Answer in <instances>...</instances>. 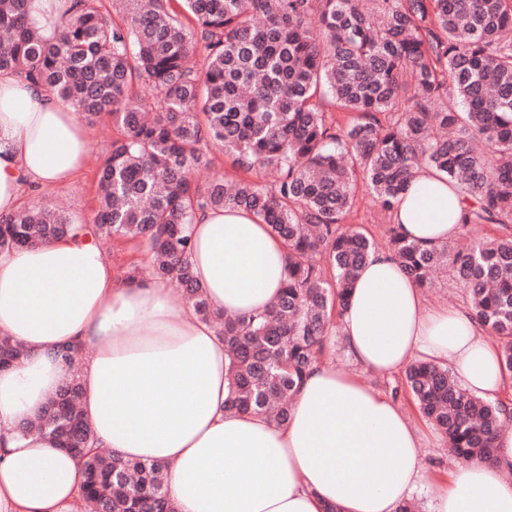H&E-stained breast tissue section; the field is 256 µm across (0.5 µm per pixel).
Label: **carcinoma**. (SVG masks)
I'll use <instances>...</instances> for the list:
<instances>
[{"instance_id":"obj_1","label":"carcinoma","mask_w":512,"mask_h":512,"mask_svg":"<svg viewBox=\"0 0 512 512\" xmlns=\"http://www.w3.org/2000/svg\"><path fill=\"white\" fill-rule=\"evenodd\" d=\"M27 2L0 0V71L49 87L89 121L108 116L118 136L98 169L93 223L49 206L0 214V251L79 232L138 243L154 276L175 282L224 337V409L283 424L376 248L342 229L359 186L389 213L425 165L464 197L462 225L500 235L454 250L410 241L393 224L389 249L421 288L433 268L450 267L512 375V0H114L117 20L96 0H73L52 38ZM198 52L201 67L191 63ZM151 87L163 92L154 102ZM328 99L347 123L328 116ZM216 150L276 180L201 186L194 173ZM227 207L260 217L288 249L287 282L257 320L213 311L188 261L186 225ZM21 355L0 336V371ZM401 390L459 461L493 460L507 404L423 361L406 367ZM80 394L76 378L65 380L30 427L80 453L83 500L96 512H176L164 466L94 447Z\"/></svg>"}]
</instances>
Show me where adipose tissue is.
<instances>
[{
  "label": "adipose tissue",
  "mask_w": 512,
  "mask_h": 512,
  "mask_svg": "<svg viewBox=\"0 0 512 512\" xmlns=\"http://www.w3.org/2000/svg\"><path fill=\"white\" fill-rule=\"evenodd\" d=\"M89 132L54 92L0 71V213L21 189L71 182ZM457 188L416 171L391 219L408 238L443 244L462 224ZM189 263L210 306L248 320L287 277V251L242 209L205 210ZM345 355L383 375L416 360L447 366L458 385L497 398L496 347L466 307L429 306L388 248L372 251L338 320ZM0 336L24 350L0 372V512H83L78 459L21 431L69 374L98 447L168 465L177 512H397L432 484L430 512H512V433L495 461L474 460L429 482L420 451L443 437L413 425L385 393L323 361L304 378L288 422L225 411L224 339L168 281L118 283L102 247L63 237L0 252ZM80 348L69 367L61 352Z\"/></svg>",
  "instance_id": "1"
}]
</instances>
